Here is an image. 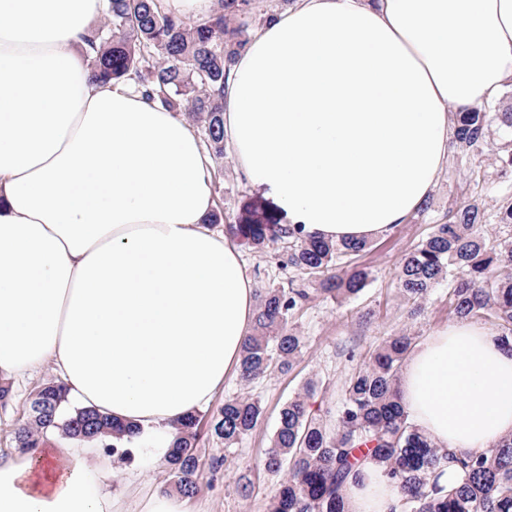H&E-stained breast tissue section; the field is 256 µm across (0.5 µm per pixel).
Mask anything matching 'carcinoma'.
I'll return each mask as SVG.
<instances>
[{
	"label": "carcinoma",
	"instance_id": "carcinoma-1",
	"mask_svg": "<svg viewBox=\"0 0 512 512\" xmlns=\"http://www.w3.org/2000/svg\"><path fill=\"white\" fill-rule=\"evenodd\" d=\"M104 2L103 20L83 36L93 78L101 83L131 81L147 100L202 127L213 157L223 158L224 79L244 45L238 39L243 4L228 14L227 0H218L211 17L189 23L162 12L157 0ZM455 117L458 159L483 155L492 124L512 131V109L500 112L485 102L459 108ZM489 221L476 201L449 207L448 222L435 225L403 259L398 289L414 314L434 288L448 282L451 311L491 323L512 349V237L491 240ZM229 229L258 250L286 245L289 266L321 278L320 287L312 290L292 284L259 290L252 333L241 353L239 376L247 385L292 367L304 346L293 318L313 295L349 299L367 287V270L342 266L344 258L365 251L367 242L304 238L293 227L260 219ZM412 345L413 337L394 333L372 350L368 362L344 382L332 428L309 411L312 382L283 405L265 468L288 474L267 512H347L344 486L368 455L385 465L386 476L398 486L400 512H512V437L492 448L450 457L407 422L398 379ZM64 402L60 386L49 382L40 408L29 402L27 421L17 429L16 440L38 448L52 429L87 441L110 437L112 443L103 447L118 457L129 454L121 442L132 431L92 407L76 408L63 417ZM262 414L261 402L253 397L227 399L212 417L211 432L229 450L258 426ZM198 425L195 413L176 421V438L165 458L175 478L172 488L184 496L197 492ZM450 464L457 481L447 488L439 479Z\"/></svg>",
	"mask_w": 512,
	"mask_h": 512
}]
</instances>
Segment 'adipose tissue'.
Segmentation results:
<instances>
[{
	"label": "adipose tissue",
	"instance_id": "1",
	"mask_svg": "<svg viewBox=\"0 0 512 512\" xmlns=\"http://www.w3.org/2000/svg\"><path fill=\"white\" fill-rule=\"evenodd\" d=\"M102 0H0V376L52 365L67 399L163 456L173 424L239 367L255 314L241 248L209 228L211 158L191 126L101 85L82 35ZM512 81V0H291L224 82V140L247 184L302 236L373 240L427 200L455 142L451 107ZM409 422L448 452L512 436V350L452 319L402 366ZM100 446L50 434L0 457V512H189L109 488ZM348 512H399L383 465Z\"/></svg>",
	"mask_w": 512,
	"mask_h": 512
}]
</instances>
